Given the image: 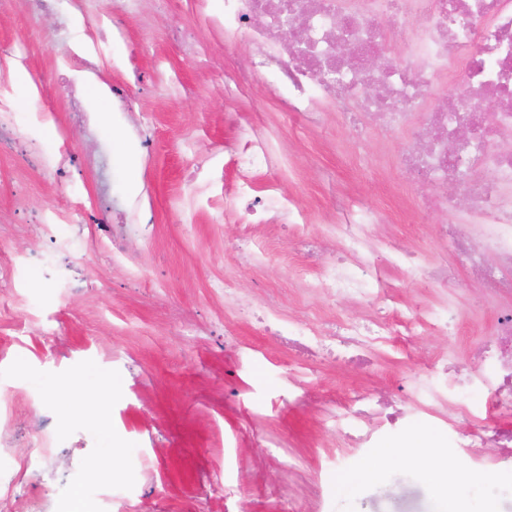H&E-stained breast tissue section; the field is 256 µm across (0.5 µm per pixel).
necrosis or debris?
<instances>
[{"label": "necrosis or debris", "mask_w": 512, "mask_h": 512, "mask_svg": "<svg viewBox=\"0 0 512 512\" xmlns=\"http://www.w3.org/2000/svg\"><path fill=\"white\" fill-rule=\"evenodd\" d=\"M215 22L225 38L245 43L249 51V68L225 74V81L243 87L262 80L287 117L317 121L336 107L353 125L368 120L391 131L420 115L418 129L429 146L403 152L401 163L429 186L423 207L448 212L454 207L449 181L464 187L468 210L455 223L438 226L442 257L432 262L390 242L371 248L372 228L380 220L376 210L354 211L331 225L335 259L310 253L313 286L329 302H385L391 289L380 279L383 266L398 268L415 285L450 288L452 260L471 269L476 283L492 294L512 297V0H223ZM395 36L405 41L408 57L374 68L357 61L358 53L380 52ZM442 74L460 85L462 97L429 107L433 83ZM474 95L493 101V110L474 111L467 102ZM287 163V155L276 153L264 132L243 131L234 159L243 186L225 194L224 212L243 210L262 224L288 222L301 229L300 240L307 245L311 239L299 201L280 196L262 208L245 202V187L257 171ZM257 318L307 355L338 354L343 362L360 364L398 337L453 334L460 315L451 308L440 314L403 307L388 321L338 317L328 329L271 308L261 309ZM495 336L494 346L480 355L496 375L487 396L490 418L441 438L443 447L467 449L482 466L493 463L488 449L503 448L512 456V308L500 312ZM347 407L362 424L341 435L340 447L368 448L378 433L402 427L403 410L374 394L352 391Z\"/></svg>", "instance_id": "obj_1"}]
</instances>
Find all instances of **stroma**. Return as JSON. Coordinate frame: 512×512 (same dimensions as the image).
I'll use <instances>...</instances> for the list:
<instances>
[{
	"instance_id": "obj_1",
	"label": "stroma",
	"mask_w": 512,
	"mask_h": 512,
	"mask_svg": "<svg viewBox=\"0 0 512 512\" xmlns=\"http://www.w3.org/2000/svg\"><path fill=\"white\" fill-rule=\"evenodd\" d=\"M221 7L87 0L79 12L61 0L43 14L27 0H0V46L14 47L0 53V96L19 134L15 149L0 150V512H65L76 492L89 512H309L307 498L287 493L303 482L323 488L322 512H433L431 485L401 463L355 494L340 492L338 477L371 451L337 447L347 422L338 400L361 388L418 401L420 417L376 444H426L440 429L430 406L448 389L437 357L481 374L471 350L502 303L463 272L444 293L382 268L395 300L381 314L445 299L463 313L460 335L414 338L402 390L387 352L369 369L303 361L257 321L233 316L228 281L294 319L326 303L297 278L306 261L295 230L257 226L271 255L238 258L243 235L224 215V193L237 185L241 127L225 113L274 131L290 159L277 182L305 208L311 234L374 208L375 236L411 250L458 213L415 209L418 187L397 163L404 134L356 137L336 112L324 128L304 120L282 129L265 84L225 85L223 72L247 67L249 56L212 28L208 16ZM101 21L111 22L112 41L99 39ZM68 46L93 64L76 75L86 127L55 79ZM94 83L126 87L127 97L94 102ZM142 129L153 140L148 153ZM133 216L151 232L113 239V225ZM75 376L111 382L94 405L105 428L63 418L54 389ZM89 455L102 476L88 475ZM436 460L463 467L483 503L512 512V471L475 470L465 453L444 448Z\"/></svg>"
}]
</instances>
